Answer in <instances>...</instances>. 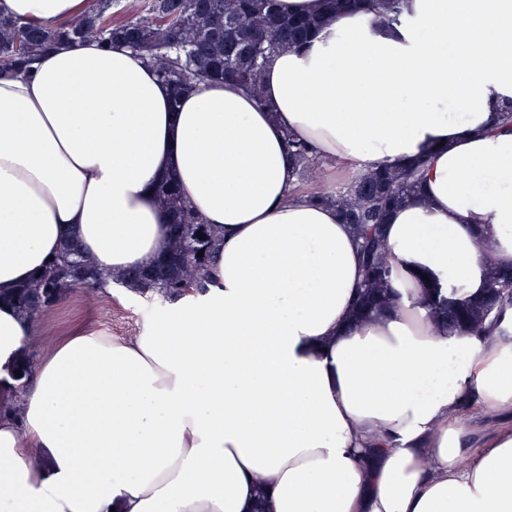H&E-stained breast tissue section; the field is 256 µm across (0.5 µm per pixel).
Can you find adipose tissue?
<instances>
[{"label": "adipose tissue", "instance_id": "adipose-tissue-1", "mask_svg": "<svg viewBox=\"0 0 512 512\" xmlns=\"http://www.w3.org/2000/svg\"><path fill=\"white\" fill-rule=\"evenodd\" d=\"M89 6L0 0L23 23ZM401 12L332 15L270 62L259 100L219 80L173 99L140 54L93 39L0 76V293L70 235L105 271L155 261L169 174L223 235L205 292L33 361L0 413V512H251L261 493L270 512H512V307L457 336L424 306L512 265V0ZM289 134L342 172L426 161L385 226L398 298L360 320L357 237L293 193ZM37 332L0 305V384Z\"/></svg>", "mask_w": 512, "mask_h": 512}]
</instances>
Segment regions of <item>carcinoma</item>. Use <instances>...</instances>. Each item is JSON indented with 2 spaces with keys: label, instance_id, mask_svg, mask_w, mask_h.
<instances>
[{
  "label": "carcinoma",
  "instance_id": "carcinoma-1",
  "mask_svg": "<svg viewBox=\"0 0 512 512\" xmlns=\"http://www.w3.org/2000/svg\"><path fill=\"white\" fill-rule=\"evenodd\" d=\"M323 2L328 13L364 4L389 21L400 18V0ZM114 8L126 17L112 21L106 13ZM322 22L321 16L281 12L279 0H146L139 9L123 5L120 0H90L84 17L51 26L20 23L0 14V75L29 72L35 56L47 48L95 38L105 47L121 41L140 53L176 98L204 78L234 82L259 98L270 59L286 48L301 47ZM286 146L298 173L305 174L318 165L305 142L288 136ZM421 168L419 161L404 169L378 167L359 173L334 191L312 196L336 207L343 223L352 225L360 239L365 285L356 302L359 314L382 306L387 299L391 265L385 251L383 225L391 209L418 191ZM157 197L170 219L171 243L165 257L142 268L107 274L98 270L74 240L67 239L42 274L15 289L9 301L23 316L37 319L79 288H106L113 284L139 295L151 293L166 299L194 288L204 289L218 242L216 231L202 222L171 181L160 184ZM199 233L205 238H198ZM509 305L512 269L497 273L491 287L466 304L435 296L431 314L450 332L478 334L494 322L491 308ZM31 364L30 354H24L17 366L22 376L16 378L3 409H16Z\"/></svg>",
  "mask_w": 512,
  "mask_h": 512
}]
</instances>
